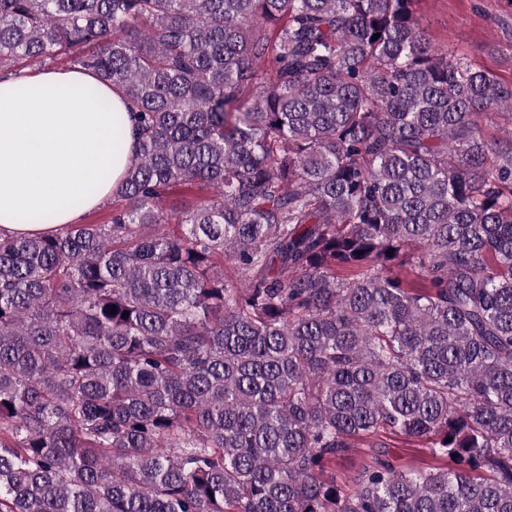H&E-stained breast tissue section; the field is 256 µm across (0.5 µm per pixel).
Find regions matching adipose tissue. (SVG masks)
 <instances>
[{
    "instance_id": "1",
    "label": "adipose tissue",
    "mask_w": 512,
    "mask_h": 512,
    "mask_svg": "<svg viewBox=\"0 0 512 512\" xmlns=\"http://www.w3.org/2000/svg\"><path fill=\"white\" fill-rule=\"evenodd\" d=\"M77 69L25 71L0 80V230L15 237L53 234L82 223L120 182L135 149L121 94ZM121 143H114L115 118ZM51 211V224L20 222Z\"/></svg>"
}]
</instances>
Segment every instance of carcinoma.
I'll list each match as a JSON object with an SVG mask.
<instances>
[{"instance_id": "cac0c4a2", "label": "carcinoma", "mask_w": 512, "mask_h": 512, "mask_svg": "<svg viewBox=\"0 0 512 512\" xmlns=\"http://www.w3.org/2000/svg\"><path fill=\"white\" fill-rule=\"evenodd\" d=\"M418 2L0 0L139 129L107 222L0 237V512H512V84ZM381 433L436 464L343 491ZM372 443L382 444L387 448H371L375 451H388L389 459L398 467L409 465H419L421 463H430L426 450L421 446L420 442L407 438L402 434L391 435L383 434V436H374L365 442H356L357 447L351 448L348 455L336 460L334 468L336 473V481L342 486L343 490L350 492L353 489V477L361 469L362 465L369 462L370 455L373 452L368 448Z\"/></svg>"}]
</instances>
